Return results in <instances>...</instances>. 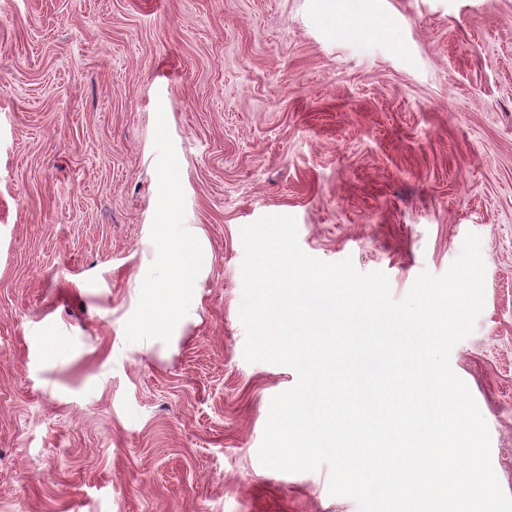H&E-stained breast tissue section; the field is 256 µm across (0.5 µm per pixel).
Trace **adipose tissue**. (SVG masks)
<instances>
[{
  "instance_id": "obj_1",
  "label": "adipose tissue",
  "mask_w": 512,
  "mask_h": 512,
  "mask_svg": "<svg viewBox=\"0 0 512 512\" xmlns=\"http://www.w3.org/2000/svg\"><path fill=\"white\" fill-rule=\"evenodd\" d=\"M154 244L158 273L142 284V311L131 322L146 348L158 337H175L180 324L193 314L199 302L197 283L210 261L206 243L188 226H156Z\"/></svg>"
}]
</instances>
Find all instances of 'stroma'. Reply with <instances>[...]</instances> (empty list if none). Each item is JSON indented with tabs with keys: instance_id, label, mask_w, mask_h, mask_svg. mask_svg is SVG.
Returning <instances> with one entry per match:
<instances>
[{
	"instance_id": "stroma-1",
	"label": "stroma",
	"mask_w": 512,
	"mask_h": 512,
	"mask_svg": "<svg viewBox=\"0 0 512 512\" xmlns=\"http://www.w3.org/2000/svg\"><path fill=\"white\" fill-rule=\"evenodd\" d=\"M387 274L479 236L451 353L512 496V0H0V512H358L258 460L241 230ZM157 224L210 248L177 341L130 326Z\"/></svg>"
}]
</instances>
